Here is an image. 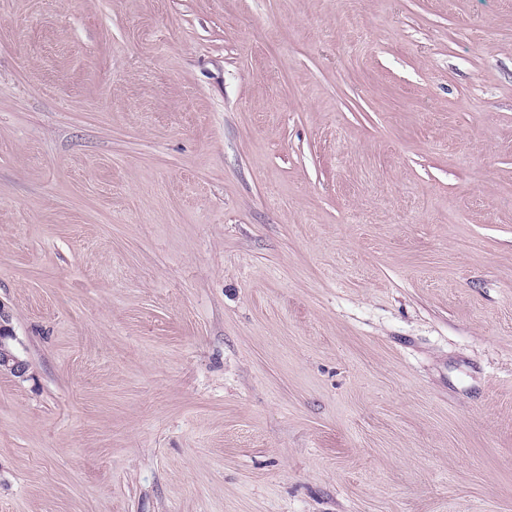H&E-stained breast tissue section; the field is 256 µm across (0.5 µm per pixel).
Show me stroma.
<instances>
[{"label": "stroma", "instance_id": "35a3bbf8", "mask_svg": "<svg viewBox=\"0 0 512 512\" xmlns=\"http://www.w3.org/2000/svg\"><path fill=\"white\" fill-rule=\"evenodd\" d=\"M0 512H512V0H0ZM16 341L10 314L0 302V373L21 378L28 371V363L19 352Z\"/></svg>", "mask_w": 512, "mask_h": 512}]
</instances>
